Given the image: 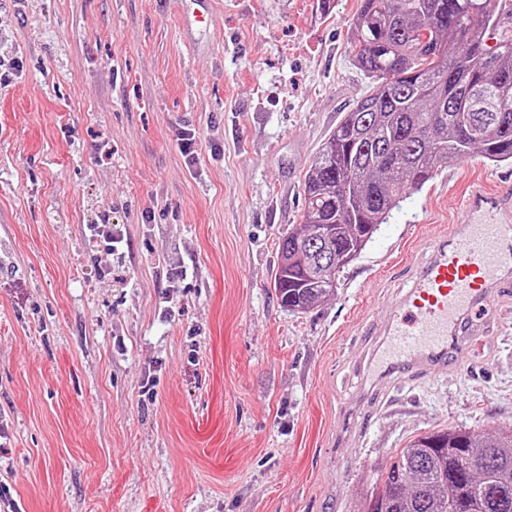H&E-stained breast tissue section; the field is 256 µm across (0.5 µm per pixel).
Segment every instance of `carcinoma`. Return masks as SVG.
<instances>
[{
    "label": "carcinoma",
    "instance_id": "1",
    "mask_svg": "<svg viewBox=\"0 0 512 512\" xmlns=\"http://www.w3.org/2000/svg\"><path fill=\"white\" fill-rule=\"evenodd\" d=\"M500 0H360L351 53L369 93L321 144L303 183L300 227L279 239L273 287L307 313L336 295V246L364 249L377 227L449 163L512 160V36ZM492 72L506 79L497 89ZM376 512H512V430L425 433L377 469Z\"/></svg>",
    "mask_w": 512,
    "mask_h": 512
}]
</instances>
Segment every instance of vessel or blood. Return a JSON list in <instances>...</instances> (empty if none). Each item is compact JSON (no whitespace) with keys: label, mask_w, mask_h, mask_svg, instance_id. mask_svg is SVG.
<instances>
[{"label":"vessel or blood","mask_w":512,"mask_h":512,"mask_svg":"<svg viewBox=\"0 0 512 512\" xmlns=\"http://www.w3.org/2000/svg\"><path fill=\"white\" fill-rule=\"evenodd\" d=\"M464 210L466 222L433 238L411 287L376 327L367 386L346 401L351 416L376 413L373 389L383 380L447 375L471 346L470 329L487 324L493 301L512 295V191L474 184Z\"/></svg>","instance_id":"vessel-or-blood-1"}]
</instances>
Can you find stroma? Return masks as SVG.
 I'll return each mask as SVG.
<instances>
[{"instance_id":"1","label":"stroma","mask_w":512,"mask_h":512,"mask_svg":"<svg viewBox=\"0 0 512 512\" xmlns=\"http://www.w3.org/2000/svg\"><path fill=\"white\" fill-rule=\"evenodd\" d=\"M358 6L210 0L189 27L191 0H0V481L21 512H357L414 437L512 428V300L447 377L343 408L431 234L512 162L439 170L335 297L277 299L305 175L369 89Z\"/></svg>"}]
</instances>
